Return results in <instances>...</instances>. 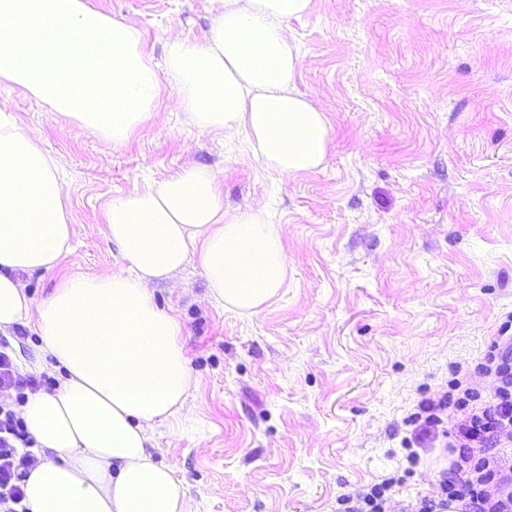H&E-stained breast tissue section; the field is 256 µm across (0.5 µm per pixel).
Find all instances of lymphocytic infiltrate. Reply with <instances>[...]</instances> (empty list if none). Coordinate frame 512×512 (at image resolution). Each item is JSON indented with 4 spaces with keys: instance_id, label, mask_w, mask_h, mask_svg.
<instances>
[{
    "instance_id": "lymphocytic-infiltrate-1",
    "label": "lymphocytic infiltrate",
    "mask_w": 512,
    "mask_h": 512,
    "mask_svg": "<svg viewBox=\"0 0 512 512\" xmlns=\"http://www.w3.org/2000/svg\"><path fill=\"white\" fill-rule=\"evenodd\" d=\"M504 352L494 356L495 388L484 407L471 408L474 390H465L455 401L463 416L454 425V447L460 463L445 472L440 498H421L417 512H445L455 501L463 512H512V469L498 464L497 450L512 440V336L503 341ZM30 436L21 418L0 405V512H29L23 507L20 486L33 457L26 452Z\"/></svg>"
}]
</instances>
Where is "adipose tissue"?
I'll use <instances>...</instances> for the list:
<instances>
[{
	"label": "adipose tissue",
	"mask_w": 512,
	"mask_h": 512,
	"mask_svg": "<svg viewBox=\"0 0 512 512\" xmlns=\"http://www.w3.org/2000/svg\"><path fill=\"white\" fill-rule=\"evenodd\" d=\"M208 30L177 38L164 64L134 25L85 0H0V82L18 86L112 147L149 121L161 84L200 133L249 134L261 166L283 177L319 169L328 121L299 92L291 21L312 0H217ZM104 222L121 268L73 273L42 299L24 278L73 251L54 156L0 104V333L30 327L58 387L18 411L36 459L23 481L30 512H194L172 470L155 460V431L188 411L198 382L178 317L152 287L195 263L208 298L244 317L278 300L288 262L264 208L228 211L208 169L186 166L113 197Z\"/></svg>",
	"instance_id": "obj_1"
}]
</instances>
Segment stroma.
Here are the masks:
<instances>
[{
	"label": "stroma",
	"mask_w": 512,
	"mask_h": 512,
	"mask_svg": "<svg viewBox=\"0 0 512 512\" xmlns=\"http://www.w3.org/2000/svg\"><path fill=\"white\" fill-rule=\"evenodd\" d=\"M137 27L162 61L209 24L213 0H89ZM297 89L329 125L318 170L265 171L242 138L200 135L161 89L118 149L0 84L18 122L65 171L73 252L26 276L32 297L64 276L120 266L103 208L185 165L210 168L224 204L260 201L288 257V290L252 319L210 303L195 265L155 285L183 324L198 381L153 454L195 512H339L390 483L387 512H415L456 454L415 440L413 415L494 391L479 364L512 320V0H312L293 23Z\"/></svg>",
	"instance_id": "stroma-1"
}]
</instances>
